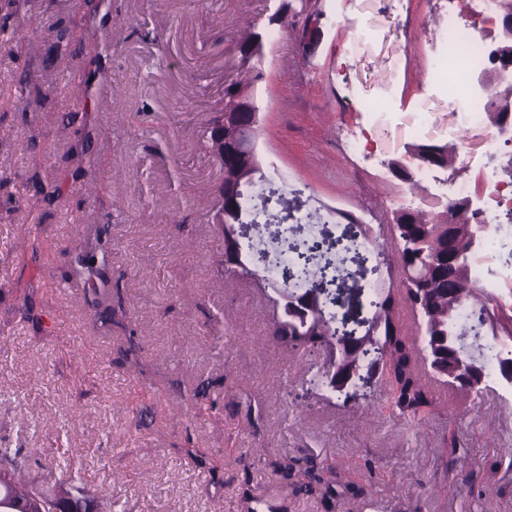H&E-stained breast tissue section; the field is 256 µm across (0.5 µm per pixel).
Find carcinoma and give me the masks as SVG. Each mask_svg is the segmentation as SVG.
<instances>
[{
    "label": "carcinoma",
    "mask_w": 512,
    "mask_h": 512,
    "mask_svg": "<svg viewBox=\"0 0 512 512\" xmlns=\"http://www.w3.org/2000/svg\"><path fill=\"white\" fill-rule=\"evenodd\" d=\"M263 79V72L241 65L239 78L224 88V104L233 103L237 89H248ZM267 183L265 175L258 173L254 180L243 183L239 188L237 206L241 220L255 228L274 219L283 220L289 212L288 198L269 191L274 197L275 208L266 211L248 208L252 191ZM459 234L453 247L454 256L464 265L463 275L448 274V249L439 250L434 241L447 235V229L432 224L420 212L404 224H396L397 235L402 245H394L388 252L372 236V227L358 220L347 224L350 245L346 249H371L376 260L375 270L386 267L387 272H396V281L389 287L375 289L371 306L374 319L381 325V331L368 339L362 346L361 336L354 334L345 319L336 312V280L339 266L332 249L341 240H336L323 250L320 244L307 239L290 246L293 253L291 263L284 266L279 280L272 283L275 288H287L297 296H303L314 288L324 293V303L313 325H296L287 331L281 327L274 331L278 344L295 349L308 346L336 344L340 347L333 362L332 378L342 379L358 371L378 378L387 397L393 400L398 416L415 428L421 423V416L433 408L437 395L426 379L427 374L453 388L481 396L490 388L491 375L484 360L495 358L497 365L512 362V350L506 343L512 340V328L505 333L504 343L486 339L483 332L484 306L493 299L487 294L481 298L472 295L474 284L471 280L472 263L478 248L472 247L473 234L478 225L457 220ZM107 249L97 243L88 250L76 253L72 258L73 272L90 286L93 298L85 299L87 306L104 325L112 323L117 313L123 311L122 298L117 304L102 305L100 290L108 287L104 264L98 262V255H106ZM263 250L252 241L235 242L229 229H224V270L238 278L255 277L259 264L263 263ZM408 307L414 314L413 331L406 330L400 318V311ZM469 314L462 315L463 309ZM452 448L445 468L460 475V481L448 484L445 491L451 495L462 491L468 481L464 474L466 460L456 454V438L447 441ZM0 465L10 467L17 477H22L31 466V456L22 448H0ZM301 480L295 485L297 494H314L324 484L321 472L312 469L299 471Z\"/></svg>",
    "instance_id": "cac0c4a2"
}]
</instances>
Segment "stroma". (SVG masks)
Here are the masks:
<instances>
[{
  "label": "stroma",
  "mask_w": 512,
  "mask_h": 512,
  "mask_svg": "<svg viewBox=\"0 0 512 512\" xmlns=\"http://www.w3.org/2000/svg\"><path fill=\"white\" fill-rule=\"evenodd\" d=\"M280 3L0 0V448L30 454L31 481L55 484L69 468V492L94 512H512V392L436 384V407L412 431L380 386L309 389L306 367L329 371L331 349H283L278 290L216 276L219 173L197 137L239 75L246 32L266 41L253 88L262 171L287 189L294 216L323 215L326 235L343 234L348 212L388 236L412 189L389 164L416 171L409 145L447 146L470 181L507 161L490 147L495 126L460 125L427 80L421 47L448 0H403L395 12L382 0H316L322 36L307 56L303 14L271 23ZM85 77L83 99L71 86ZM422 112L431 123L417 134ZM354 135L365 154L346 150ZM49 180L60 186L51 200L39 192ZM103 224L109 286L126 311L108 333L80 304L82 282L64 278ZM345 267L338 314L372 318L376 274ZM24 303L34 320H21ZM131 333L135 367L123 356ZM449 436L473 475L455 497L444 491ZM304 455L335 465L339 483L295 494L279 464Z\"/></svg>",
  "instance_id": "35a3bbf8"
}]
</instances>
